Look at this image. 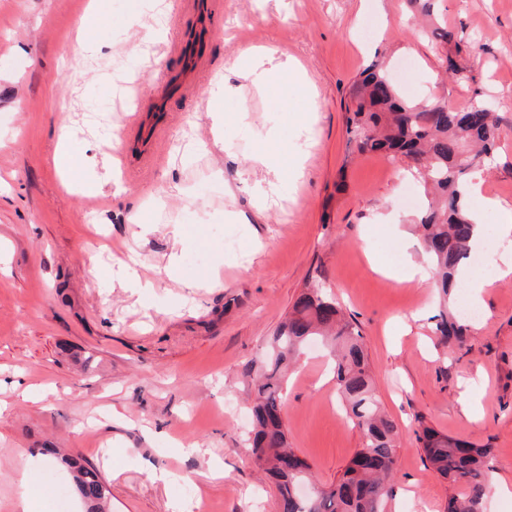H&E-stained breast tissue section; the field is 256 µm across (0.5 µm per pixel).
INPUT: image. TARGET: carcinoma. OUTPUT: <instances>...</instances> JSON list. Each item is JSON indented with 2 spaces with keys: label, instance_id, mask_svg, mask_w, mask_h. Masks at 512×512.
<instances>
[{
  "label": "carcinoma",
  "instance_id": "carcinoma-1",
  "mask_svg": "<svg viewBox=\"0 0 512 512\" xmlns=\"http://www.w3.org/2000/svg\"><path fill=\"white\" fill-rule=\"evenodd\" d=\"M430 35L440 47L453 40L448 24L438 20L432 23ZM350 102L347 130L358 153L400 156L417 164L429 196L418 228L435 288L446 300L458 288V271L472 252L475 220L467 202L466 174L493 154L500 119L482 98L464 106L467 111L485 113L479 126L465 123L444 100L409 104L377 65L354 81ZM467 331L468 326L456 314L446 311L439 314L433 329L445 343L463 342ZM316 336L327 339L334 349L337 390L362 437L361 448L336 483L328 487L314 484L311 466L288 442L281 414L288 365ZM244 376L254 393L251 452L276 486L279 512H387L399 427L382 408L361 333L336 296L320 283H311L267 341L265 353L245 369ZM418 440L430 471L453 489L445 512H483L494 472L493 448L475 446L431 427L423 428ZM67 465L75 473L87 512H105L109 490L100 473L77 458L68 459ZM303 484L314 486L312 496L302 498L293 493L295 486Z\"/></svg>",
  "mask_w": 512,
  "mask_h": 512
}]
</instances>
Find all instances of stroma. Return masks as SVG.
Masks as SVG:
<instances>
[{"mask_svg":"<svg viewBox=\"0 0 512 512\" xmlns=\"http://www.w3.org/2000/svg\"><path fill=\"white\" fill-rule=\"evenodd\" d=\"M88 3L0 0V512H19L30 470L31 512H57L62 485L68 512H87L66 466L31 457L45 445L98 469L111 512H278L251 460L242 374L314 275L357 323L400 425L389 512H444L451 489L427 466L425 426L491 446L512 483V277L492 278L463 346L442 344L437 291L404 281L426 262L413 245L425 203L415 165L351 154L345 125L349 87L373 64L409 103L488 99L502 133L469 204L512 208V0H433L460 47L462 72L444 83L406 0H180L168 12L109 0L107 47L82 55ZM249 46L265 67L300 64L315 112L228 73ZM220 71L231 93L217 99ZM65 130L93 194L51 163ZM273 132L275 170L256 158ZM270 182L277 195L260 196ZM132 255L151 289L118 275ZM330 370L311 342L283 389L288 441L322 486L361 446ZM193 444L205 455H185ZM213 466L219 477L204 480Z\"/></svg>","mask_w":512,"mask_h":512,"instance_id":"stroma-1","label":"stroma"}]
</instances>
